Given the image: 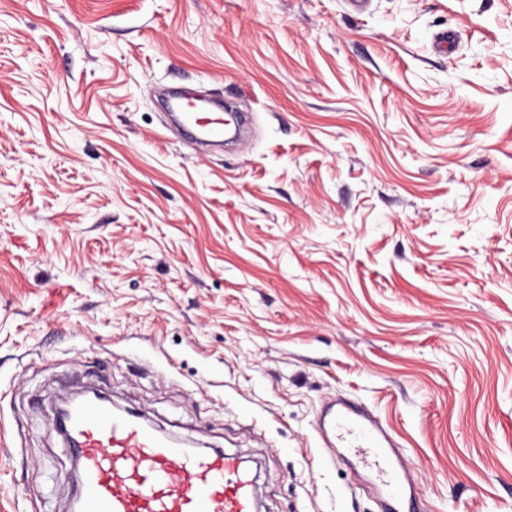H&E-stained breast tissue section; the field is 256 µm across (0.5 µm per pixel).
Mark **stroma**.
Wrapping results in <instances>:
<instances>
[{"label": "stroma", "instance_id": "35a3bbf8", "mask_svg": "<svg viewBox=\"0 0 512 512\" xmlns=\"http://www.w3.org/2000/svg\"><path fill=\"white\" fill-rule=\"evenodd\" d=\"M164 87L249 137L199 152ZM83 383L261 512H384L332 398L416 512H512V0H0V512H66ZM318 432L328 448H345L341 456L353 455L362 466L374 471L386 498L396 506L393 512H403L399 505L412 496V488L402 454L369 415L347 404L331 402L318 423Z\"/></svg>", "mask_w": 512, "mask_h": 512}]
</instances>
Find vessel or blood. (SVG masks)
I'll return each instance as SVG.
<instances>
[{"instance_id":"obj_1","label":"vessel or blood","mask_w":512,"mask_h":512,"mask_svg":"<svg viewBox=\"0 0 512 512\" xmlns=\"http://www.w3.org/2000/svg\"><path fill=\"white\" fill-rule=\"evenodd\" d=\"M169 108L192 136L223 139L222 116L204 117L178 92ZM318 432L328 447L345 449L374 471L390 503L410 497L402 455L369 415L332 402ZM66 440L76 466L78 512H256L255 478L239 457L193 451L107 401L80 403L67 421Z\"/></svg>"}]
</instances>
